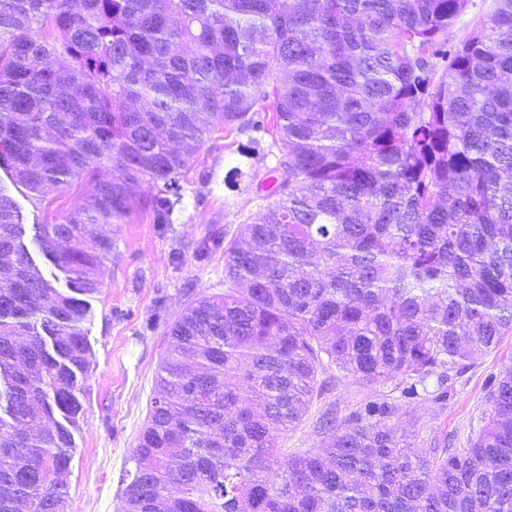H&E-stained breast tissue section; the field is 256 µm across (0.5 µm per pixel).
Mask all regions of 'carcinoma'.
<instances>
[{
	"mask_svg": "<svg viewBox=\"0 0 512 512\" xmlns=\"http://www.w3.org/2000/svg\"><path fill=\"white\" fill-rule=\"evenodd\" d=\"M469 3L0 0V169L82 199L34 225L62 291L0 186V512L66 502L102 227L170 223L194 154L261 111L275 200L170 326L123 512H512V366L467 448L411 446L378 396L277 445L323 372L440 400L512 335V0L450 47Z\"/></svg>",
	"mask_w": 512,
	"mask_h": 512,
	"instance_id": "1",
	"label": "carcinoma"
}]
</instances>
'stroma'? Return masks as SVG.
Instances as JSON below:
<instances>
[{
    "label": "stroma",
    "instance_id": "obj_1",
    "mask_svg": "<svg viewBox=\"0 0 512 512\" xmlns=\"http://www.w3.org/2000/svg\"><path fill=\"white\" fill-rule=\"evenodd\" d=\"M270 118L259 113L256 126L215 135L195 155L172 223L140 218L109 227L115 254L101 270L100 292L88 299L91 366L64 474L65 512H122L125 475L134 468L131 454L157 395L155 376L169 325L188 301L223 293L225 244L269 203L264 186L275 178L276 158L284 151ZM202 242L210 253L200 260L194 250ZM510 364L512 335L466 361L449 379L446 399L409 403L399 402L389 385L375 392L331 372L320 374L321 393L278 445L291 453L319 447L323 413L344 418L377 393L398 401L392 423L410 435L412 445L438 440L468 447L484 425L491 378Z\"/></svg>",
    "mask_w": 512,
    "mask_h": 512
}]
</instances>
